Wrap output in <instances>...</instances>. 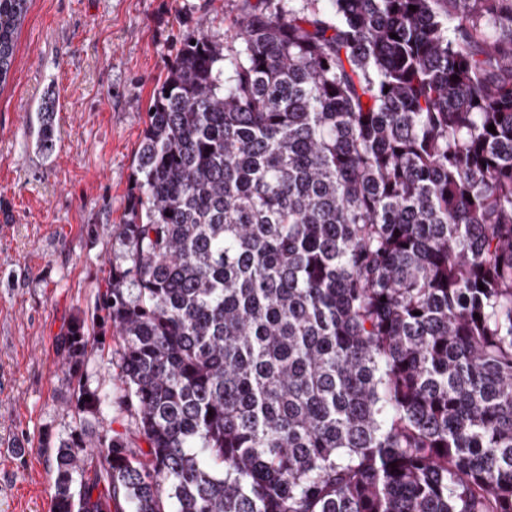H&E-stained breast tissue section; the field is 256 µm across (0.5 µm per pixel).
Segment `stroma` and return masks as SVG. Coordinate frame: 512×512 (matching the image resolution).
I'll list each match as a JSON object with an SVG mask.
<instances>
[{
  "mask_svg": "<svg viewBox=\"0 0 512 512\" xmlns=\"http://www.w3.org/2000/svg\"><path fill=\"white\" fill-rule=\"evenodd\" d=\"M242 0H32L0 88V512H50L55 448L74 427L72 382L59 339L90 319L122 247V223L150 98L182 40L231 41ZM54 86L70 109L54 115L64 155H26L27 108ZM113 342L89 352L87 384L121 410Z\"/></svg>",
  "mask_w": 512,
  "mask_h": 512,
  "instance_id": "1",
  "label": "stroma"
}]
</instances>
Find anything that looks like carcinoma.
<instances>
[{
    "label": "carcinoma",
    "mask_w": 512,
    "mask_h": 512,
    "mask_svg": "<svg viewBox=\"0 0 512 512\" xmlns=\"http://www.w3.org/2000/svg\"><path fill=\"white\" fill-rule=\"evenodd\" d=\"M30 4L0 0V86ZM233 28L154 90L122 261L61 342L50 512H512V0ZM110 331L145 451L89 428Z\"/></svg>",
    "instance_id": "cac0c4a2"
}]
</instances>
